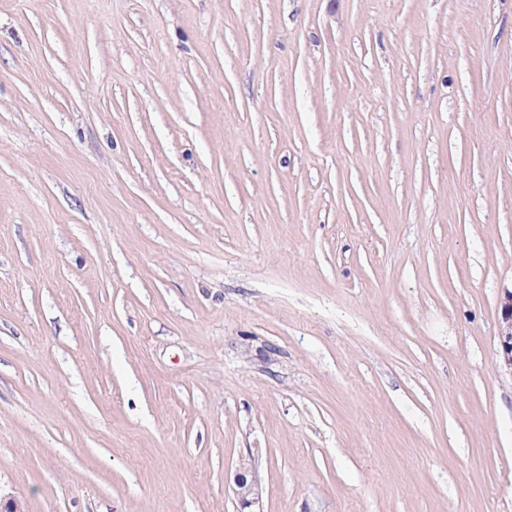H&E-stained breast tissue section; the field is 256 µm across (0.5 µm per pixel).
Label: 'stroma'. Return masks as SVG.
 I'll use <instances>...</instances> for the list:
<instances>
[{"mask_svg": "<svg viewBox=\"0 0 512 512\" xmlns=\"http://www.w3.org/2000/svg\"><path fill=\"white\" fill-rule=\"evenodd\" d=\"M512 0H0V498L512 512ZM503 322L505 324L504 334L502 335L503 361L507 369L512 374V292L505 302ZM261 492V486L252 464L249 460L242 459L234 474V494L241 506L245 509L258 504Z\"/></svg>", "mask_w": 512, "mask_h": 512, "instance_id": "obj_1", "label": "stroma"}]
</instances>
